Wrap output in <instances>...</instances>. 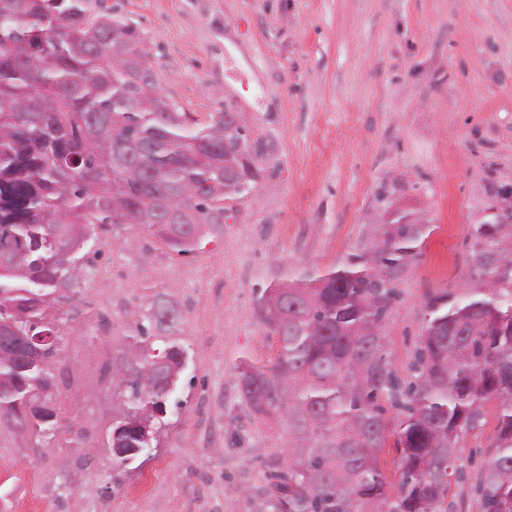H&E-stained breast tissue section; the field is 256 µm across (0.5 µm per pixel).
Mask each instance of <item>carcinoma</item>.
Masks as SVG:
<instances>
[{
    "instance_id": "1",
    "label": "carcinoma",
    "mask_w": 512,
    "mask_h": 512,
    "mask_svg": "<svg viewBox=\"0 0 512 512\" xmlns=\"http://www.w3.org/2000/svg\"><path fill=\"white\" fill-rule=\"evenodd\" d=\"M91 0H0V233L22 260L0 268V318L37 335L61 332L52 304L76 300L84 256L66 258L53 237L90 224H146L172 252L196 240L162 211L189 207L217 233L224 214V111L202 124L155 93L139 32ZM198 188L206 189L193 201ZM427 224H379L369 247L323 274L307 272L257 299L280 339L278 357L249 366L240 393L258 416L288 431L284 466L268 467L261 512H453L443 466L463 478L459 448L496 402L494 451L477 491L483 512H512V224L473 225L466 291L431 296L405 383L384 351L381 325L417 261ZM270 294L280 314L264 310ZM178 312L156 299L137 335L112 358L125 397L112 425L113 470H130L166 426L187 359L169 336ZM159 338L165 362L149 340ZM49 367L0 356V420L40 436L56 427L34 406ZM395 415L388 417V409ZM397 488L380 466L389 439Z\"/></svg>"
}]
</instances>
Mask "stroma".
<instances>
[{
  "label": "stroma",
  "instance_id": "obj_1",
  "mask_svg": "<svg viewBox=\"0 0 512 512\" xmlns=\"http://www.w3.org/2000/svg\"><path fill=\"white\" fill-rule=\"evenodd\" d=\"M142 34L162 93L195 119L237 114L261 179L179 256L143 224H97L77 301L53 305L66 343L63 422L52 440L0 422V512H256L282 423L242 399V363L278 338L254 291L340 265L367 245L376 195L426 214L423 254L385 320L387 358L406 376L425 303L461 292L486 179H512V0H92ZM172 301L188 363L142 464L110 486L107 440L123 398L106 368L154 297ZM497 419L462 443L455 512H482L477 479Z\"/></svg>",
  "mask_w": 512,
  "mask_h": 512
}]
</instances>
